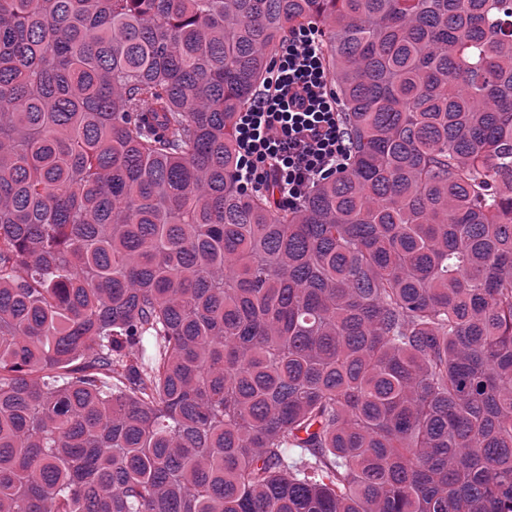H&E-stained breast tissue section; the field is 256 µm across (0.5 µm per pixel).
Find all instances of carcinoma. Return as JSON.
Instances as JSON below:
<instances>
[{"label":"carcinoma","mask_w":512,"mask_h":512,"mask_svg":"<svg viewBox=\"0 0 512 512\" xmlns=\"http://www.w3.org/2000/svg\"><path fill=\"white\" fill-rule=\"evenodd\" d=\"M310 22L353 152L280 210ZM0 512H512V0H0ZM335 84L321 29L314 23L291 29L249 104L237 112L239 192L268 193L290 210L346 169L352 139Z\"/></svg>","instance_id":"obj_1"}]
</instances>
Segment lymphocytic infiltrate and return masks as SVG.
Here are the masks:
<instances>
[{
  "label": "lymphocytic infiltrate",
  "instance_id": "f902f5d3",
  "mask_svg": "<svg viewBox=\"0 0 512 512\" xmlns=\"http://www.w3.org/2000/svg\"><path fill=\"white\" fill-rule=\"evenodd\" d=\"M335 84L320 28L310 23L291 29L236 116L239 192L267 194L294 209L319 182L346 169L352 139Z\"/></svg>",
  "mask_w": 512,
  "mask_h": 512
}]
</instances>
